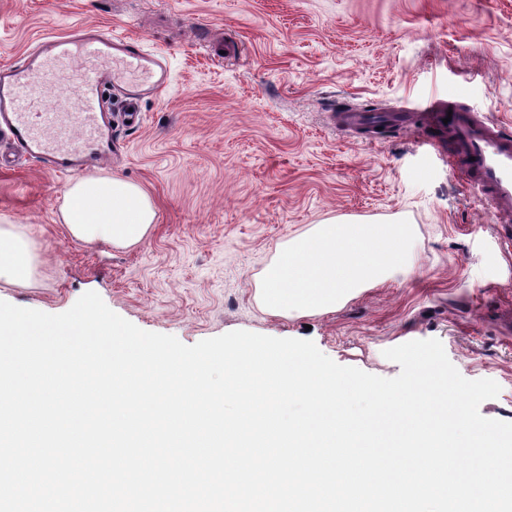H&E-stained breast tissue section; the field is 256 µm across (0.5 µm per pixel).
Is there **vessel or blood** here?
I'll use <instances>...</instances> for the list:
<instances>
[{
  "label": "vessel or blood",
  "instance_id": "b4317fda",
  "mask_svg": "<svg viewBox=\"0 0 512 512\" xmlns=\"http://www.w3.org/2000/svg\"><path fill=\"white\" fill-rule=\"evenodd\" d=\"M82 63L77 91L66 112H35L32 100L55 86L72 63ZM166 70L158 55L104 28L84 26L39 39L31 50L0 66V132L16 152L68 176L87 175L112 150V112L105 87L136 97L161 90ZM394 112H347V125L373 126L400 120ZM428 125L445 127L454 150L451 170L477 190L495 211L501 228L512 226V128L475 112L447 111L429 103Z\"/></svg>",
  "mask_w": 512,
  "mask_h": 512
}]
</instances>
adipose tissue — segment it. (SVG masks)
I'll use <instances>...</instances> for the list:
<instances>
[{"instance_id": "ef3b65f1", "label": "adipose tissue", "mask_w": 512, "mask_h": 512, "mask_svg": "<svg viewBox=\"0 0 512 512\" xmlns=\"http://www.w3.org/2000/svg\"><path fill=\"white\" fill-rule=\"evenodd\" d=\"M70 234L83 242L105 241L118 247L138 244L155 219L148 195L118 177H86L67 191L61 209ZM32 258L23 232L0 228V279L25 280Z\"/></svg>"}]
</instances>
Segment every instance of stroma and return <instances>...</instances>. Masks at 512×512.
Wrapping results in <instances>:
<instances>
[{
    "instance_id": "obj_1",
    "label": "stroma",
    "mask_w": 512,
    "mask_h": 512,
    "mask_svg": "<svg viewBox=\"0 0 512 512\" xmlns=\"http://www.w3.org/2000/svg\"><path fill=\"white\" fill-rule=\"evenodd\" d=\"M83 24L166 62L139 125L112 94L117 154L94 170L138 184L156 220L137 245L88 244L60 217L72 177L29 159L0 170V227L25 231L33 255L0 301L60 314L94 291L186 345L235 330L307 339L385 378L401 367L384 350L435 338L464 378L499 384L481 415L512 422V246L432 132L335 119L436 98L512 121V0H0V65ZM331 217L408 220L406 263L334 311L265 313L266 268Z\"/></svg>"
}]
</instances>
